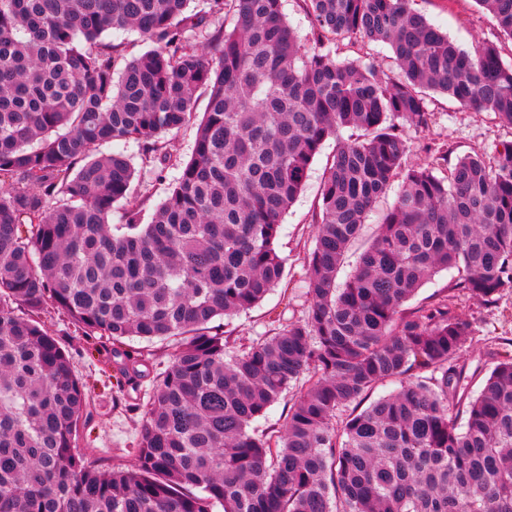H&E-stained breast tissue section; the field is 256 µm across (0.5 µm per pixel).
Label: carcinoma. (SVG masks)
Instances as JSON below:
<instances>
[{"label":"carcinoma","mask_w":512,"mask_h":512,"mask_svg":"<svg viewBox=\"0 0 512 512\" xmlns=\"http://www.w3.org/2000/svg\"><path fill=\"white\" fill-rule=\"evenodd\" d=\"M189 2L0 0V512H512V358L470 397L455 360L477 322L446 295L403 308L448 269L486 308L512 290V142L492 165L473 152L450 166L441 145L409 167L403 134L429 130L430 91L512 126V64L494 41L461 49L410 0H302L311 48L282 0ZM475 2L512 40V0ZM117 29L148 49L127 57ZM338 37L388 45L401 77L336 61ZM201 91L192 155L144 224L132 183L161 176L164 136ZM330 138L308 312L239 346L216 321L283 280L282 220ZM131 141L140 171L97 154ZM49 307L128 384L145 358L125 339L173 346L128 406L132 467L78 450L88 386L39 322ZM385 381L399 387L369 401ZM288 394L280 428L251 430ZM399 182L400 179L396 180L394 182L392 189H390L387 192V194L384 197H382L380 201L377 203L375 210L370 215L367 224L365 225L362 231L361 237L354 244L350 251L349 264H347L344 267L339 276L341 281L345 278L346 274L351 271L352 264L355 262L358 252L364 247V245H366V243L372 236L373 231L375 229L374 224H378L379 218L382 215V213L393 204L396 197V191L398 189Z\"/></svg>","instance_id":"carcinoma-1"}]
</instances>
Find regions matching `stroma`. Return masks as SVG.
<instances>
[{"mask_svg": "<svg viewBox=\"0 0 512 512\" xmlns=\"http://www.w3.org/2000/svg\"><path fill=\"white\" fill-rule=\"evenodd\" d=\"M412 6L463 49L471 51L482 41L492 40L497 43L503 60L512 61V41L498 37L492 16L483 12L475 0H413ZM331 51L336 60L373 62L383 66L391 77L399 75L385 44L347 38L333 44ZM206 104V98H199L197 113L170 134L175 162L165 169L162 178H151L135 184V196L148 199L142 211L143 220H151L155 207L166 196L169 183L180 175V161L190 157ZM431 107L434 116L428 132L419 133L410 128L404 131L410 145L408 164L416 166L429 163L431 155L427 147L433 143L448 144L457 156L477 151L490 161L502 143L512 141V126L500 122L494 113L472 112L458 102L437 94L431 97ZM334 149V141H326L312 165L303 192L284 217L278 241L279 252L285 259L282 284L258 306L228 321V330L233 331L241 342L271 334L275 320L296 321L307 313L310 305L307 256L314 246L316 231L313 215L323 172ZM456 276L453 270L435 274L409 300V307L450 293L449 287ZM450 295L457 313L474 317L478 322L477 334L457 360L458 367L463 370V385L468 395L474 396L485 381L490 363L512 356V292L504 294L497 307L488 309L467 296L458 293ZM41 322L45 330L69 350L76 374L88 380L91 386V417L81 434V452L86 453L88 460L99 467L132 465L138 418L113 404L118 396L115 368L104 367L100 357L88 353L85 338L75 331L62 313L48 310L42 314Z\"/></svg>", "mask_w": 512, "mask_h": 512, "instance_id": "stroma-1", "label": "stroma"}]
</instances>
